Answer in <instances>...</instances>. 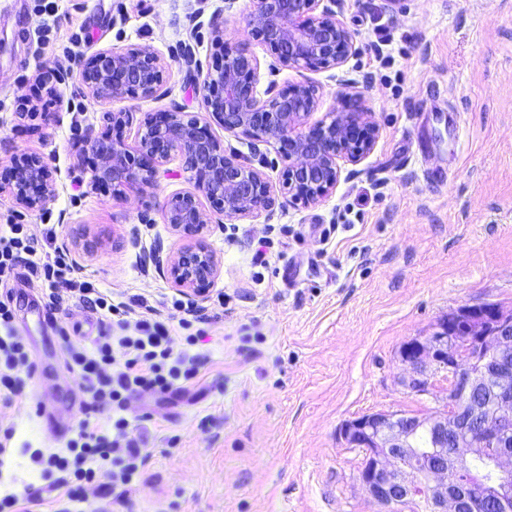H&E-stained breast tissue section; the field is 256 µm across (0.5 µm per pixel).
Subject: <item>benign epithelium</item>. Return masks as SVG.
Wrapping results in <instances>:
<instances>
[{
  "instance_id": "obj_1",
  "label": "benign epithelium",
  "mask_w": 512,
  "mask_h": 512,
  "mask_svg": "<svg viewBox=\"0 0 512 512\" xmlns=\"http://www.w3.org/2000/svg\"><path fill=\"white\" fill-rule=\"evenodd\" d=\"M336 0H253L246 19L248 36L264 43L286 67L311 70L343 66L358 52L355 33L336 18ZM223 62L199 69L196 85L204 115L158 112L144 122L134 145L121 135L129 114L107 115L109 129L86 130L81 153L92 155L90 185L145 190L157 185L163 166L182 157L193 189L165 205L166 221L190 242L176 252L161 244L144 253L182 291L203 295L216 281L220 262L204 229L210 224L202 200L226 218L272 217L283 196L293 203L316 204L338 185L343 163L357 164L379 138L374 113L362 104L358 82H348L347 103L329 119L308 123L321 105L318 88L295 83L257 92L260 63L248 44L223 45ZM168 65L145 46L124 51L99 50L79 65L85 92L96 100L147 99L165 81ZM224 132L262 142L283 163L282 187L259 169L228 154L210 131L209 120ZM11 176L0 185L27 212L49 209L56 196L55 171L41 157L16 152ZM464 340L460 353L451 346ZM408 367L401 386L416 396L445 401L442 409L411 421L389 412L363 414L346 421L341 438L364 452L360 484L385 512L418 500L424 512H512V310L489 303L448 313L432 334L413 339L400 350ZM448 378L437 395L434 378ZM431 432L442 442L452 436L455 462L489 459L495 475L479 480L461 471L448 477V451L433 448V461L409 465L419 454L410 447L407 424Z\"/></svg>"
}]
</instances>
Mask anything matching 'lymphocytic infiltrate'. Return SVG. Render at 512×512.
Listing matches in <instances>:
<instances>
[{"label":"lymphocytic infiltrate","mask_w":512,"mask_h":512,"mask_svg":"<svg viewBox=\"0 0 512 512\" xmlns=\"http://www.w3.org/2000/svg\"><path fill=\"white\" fill-rule=\"evenodd\" d=\"M35 241L24 225H0V277L26 262L30 278L40 281L51 313L73 304L91 312L99 328L93 347H85L59 318L56 330L65 343V367L78 375L85 407L109 408L107 426L80 420L65 446L36 451L48 489L65 500L61 512H80L98 498L97 512H110L99 496L110 488L128 487L140 475L147 450L125 415L133 397L163 396L187 389L200 380L199 355L175 352L177 337L193 345L207 335L212 321L193 302L176 299L167 314L143 298L114 301L93 283L74 282L73 264L64 253L36 258ZM10 301L0 300V391L12 395L30 375L33 360L15 326Z\"/></svg>","instance_id":"1"}]
</instances>
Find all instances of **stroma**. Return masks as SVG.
Returning a JSON list of instances; mask_svg holds the SVG:
<instances>
[{"label":"stroma","mask_w":512,"mask_h":512,"mask_svg":"<svg viewBox=\"0 0 512 512\" xmlns=\"http://www.w3.org/2000/svg\"><path fill=\"white\" fill-rule=\"evenodd\" d=\"M252 0H0V180L14 150L43 157L57 172L49 210L25 212L0 193V225H27L41 238L56 225V247L75 277L126 301L162 304L176 289L140 256L155 243L187 244L165 220L169 197L190 190L180 156L145 191L89 188L77 160L81 131H101L108 112H127L135 142L158 112H197L201 97L179 61L190 45L211 69L221 44L246 41ZM338 17L360 53L339 68L286 67L260 42L258 92L311 82L322 106L314 120L341 109L348 81L359 82L380 125L374 150L344 165L341 180L318 204L291 202L273 218L216 214L207 240L221 261L215 284L198 297L214 308L229 301L203 344L200 382L181 394L132 399L126 415L143 434L149 459L119 512H381L364 492L361 449L339 435L342 424L371 412L423 416L432 398L400 384L399 350L429 335L463 306L512 309V0H340ZM224 21L215 37L209 21ZM149 47L168 65L148 99L97 101L78 67L101 49ZM234 152L279 182L272 148L212 125ZM428 142L425 162L414 157ZM88 232L93 256L73 239ZM273 242L268 265H253L257 242ZM16 318L43 304L41 286L18 264L0 279ZM26 340L41 368L25 378L0 418L14 420L0 478L16 489L42 486L31 451L60 448L44 413L62 408L76 375L64 366L59 335Z\"/></svg>","instance_id":"35a3bbf8"}]
</instances>
